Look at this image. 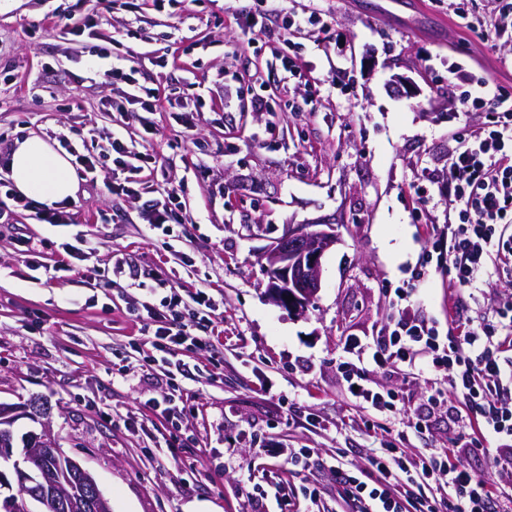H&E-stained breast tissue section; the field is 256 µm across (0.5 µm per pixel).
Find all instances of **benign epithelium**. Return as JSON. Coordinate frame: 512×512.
Wrapping results in <instances>:
<instances>
[{"label":"benign epithelium","instance_id":"1","mask_svg":"<svg viewBox=\"0 0 512 512\" xmlns=\"http://www.w3.org/2000/svg\"><path fill=\"white\" fill-rule=\"evenodd\" d=\"M337 243L333 225L316 228L312 224H290L288 233L274 241L263 255L268 276L267 296L275 303L302 312L321 287L322 258ZM292 300H287V297ZM20 418L42 426L39 434L29 433L35 451H26L24 461L14 460L13 427ZM47 414L33 402L0 405V512H58L61 491L77 486L83 508L101 512L109 503L90 472L82 465L64 475L43 468L45 456L65 457V452L44 422Z\"/></svg>","mask_w":512,"mask_h":512}]
</instances>
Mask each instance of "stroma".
Masks as SVG:
<instances>
[{
  "mask_svg": "<svg viewBox=\"0 0 512 512\" xmlns=\"http://www.w3.org/2000/svg\"><path fill=\"white\" fill-rule=\"evenodd\" d=\"M265 11L266 32L242 25ZM450 12L449 0H168L161 10L112 0L108 12L102 0H0V136L54 144L65 135L100 157L67 224L36 223L39 204L0 187V402L41 399L112 512H276L274 500L250 493L247 463L284 466L307 447L341 448L358 464L373 450L336 363L347 337L369 342L387 322L391 289H414L420 310L448 321L447 268L417 274L448 219L427 171L449 133L484 120L460 110L448 64L512 91V38L490 40L489 26L464 28ZM57 14L99 25L65 38ZM293 15L300 25L288 26ZM98 46L108 58L94 56ZM113 66L134 68L163 110L132 124L106 111L130 91L94 77ZM257 94L268 110H252ZM112 136L143 153L138 178L153 194L108 191ZM152 198L173 199L180 223L150 229ZM292 224H332L339 237L303 313L265 294L261 255ZM23 235L40 242L35 260L45 266L63 244L81 253L59 278L34 283L32 259L15 245ZM173 285L208 289L224 312L187 321L210 343L188 360L175 427L148 407L168 386L134 351L140 331L129 313L136 302L159 305ZM372 379L428 409L431 373ZM430 411L429 432L409 437L412 453L467 442L446 408ZM192 452L194 472L183 466Z\"/></svg>",
  "mask_w": 512,
  "mask_h": 512,
  "instance_id": "35a3bbf8",
  "label": "stroma"
}]
</instances>
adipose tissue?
Instances as JSON below:
<instances>
[{
    "instance_id": "1",
    "label": "adipose tissue",
    "mask_w": 512,
    "mask_h": 512,
    "mask_svg": "<svg viewBox=\"0 0 512 512\" xmlns=\"http://www.w3.org/2000/svg\"><path fill=\"white\" fill-rule=\"evenodd\" d=\"M8 175L20 195L48 206L70 201L76 191L69 156L38 136L15 142Z\"/></svg>"
}]
</instances>
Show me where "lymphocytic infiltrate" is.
I'll return each mask as SVG.
<instances>
[{
    "instance_id": "obj_1",
    "label": "lymphocytic infiltrate",
    "mask_w": 512,
    "mask_h": 512,
    "mask_svg": "<svg viewBox=\"0 0 512 512\" xmlns=\"http://www.w3.org/2000/svg\"><path fill=\"white\" fill-rule=\"evenodd\" d=\"M448 85L459 92L461 111L480 109L485 120L474 130L448 136V150L435 182L448 202V222L440 235L438 255L448 268V331L437 320L419 314L413 289L398 288L394 312L372 342L349 339L337 368L352 390L355 404L368 412L363 425L380 429L381 417L406 416L423 432L418 410L406 408L398 392L372 386L368 370L403 372L416 360L444 380L431 388L429 405L459 403L474 437L469 452L484 451L495 441L493 458L512 474V304L487 308L475 319L464 316L461 293L475 294L479 278L512 280V92L489 77L474 80L460 63L448 67ZM198 320L218 318L219 306L206 289L171 287L163 309H148L139 348L156 356L166 372L185 373L182 354L203 346L189 335L186 313ZM456 442L437 455H412L389 440L367 456L364 466L351 467L342 454L322 455L313 448L295 449L290 462L319 468L334 478L333 488L313 484L294 491L274 474L268 484H253L259 496L273 494L279 512H295L297 497L320 502L333 495L341 512H512V497H499L487 480L461 460Z\"/></svg>"
}]
</instances>
